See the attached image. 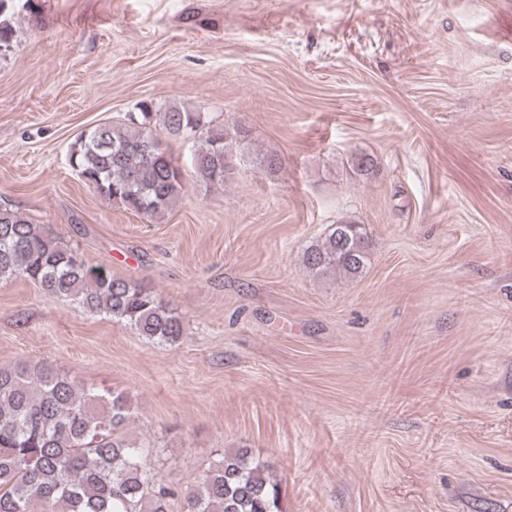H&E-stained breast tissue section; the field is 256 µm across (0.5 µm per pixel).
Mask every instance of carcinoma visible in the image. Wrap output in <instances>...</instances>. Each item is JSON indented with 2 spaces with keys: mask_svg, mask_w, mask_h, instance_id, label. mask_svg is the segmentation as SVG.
<instances>
[{
  "mask_svg": "<svg viewBox=\"0 0 512 512\" xmlns=\"http://www.w3.org/2000/svg\"><path fill=\"white\" fill-rule=\"evenodd\" d=\"M0 0V48L12 25ZM191 142V172L211 187L232 178L233 158L248 145L240 125L216 127L200 112L144 101L121 124L88 128L72 144L77 175L103 199L140 217L161 218L182 197L185 177L166 141ZM269 174L275 153L256 157ZM350 167L367 174L369 154ZM365 225L339 220L302 253L317 276L357 279L370 263ZM25 280L49 299H68L138 335L174 344L181 316L158 293L87 264L44 224L0 208V281ZM133 407L126 393L88 387L47 364L0 366V512H170L179 492L158 477L146 446L127 436ZM278 480L248 452L223 453L184 496V512H281Z\"/></svg>",
  "mask_w": 512,
  "mask_h": 512,
  "instance_id": "cac0c4a2",
  "label": "carcinoma"
}]
</instances>
